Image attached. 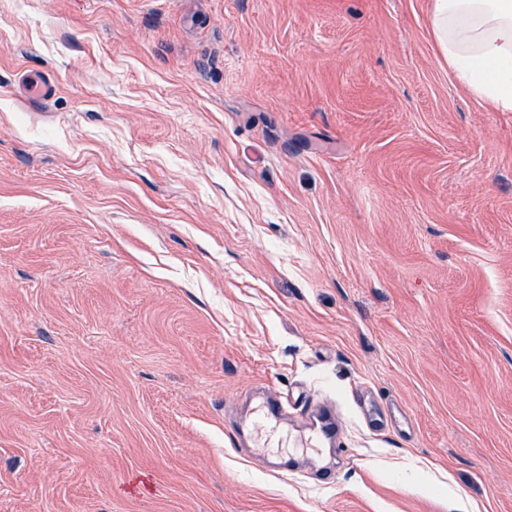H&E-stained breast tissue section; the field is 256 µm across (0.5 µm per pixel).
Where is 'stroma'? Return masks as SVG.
Wrapping results in <instances>:
<instances>
[{
  "instance_id": "35a3bbf8",
  "label": "stroma",
  "mask_w": 512,
  "mask_h": 512,
  "mask_svg": "<svg viewBox=\"0 0 512 512\" xmlns=\"http://www.w3.org/2000/svg\"><path fill=\"white\" fill-rule=\"evenodd\" d=\"M431 17L0 0V512H512V112Z\"/></svg>"
}]
</instances>
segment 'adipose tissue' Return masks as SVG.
Segmentation results:
<instances>
[{
	"mask_svg": "<svg viewBox=\"0 0 512 512\" xmlns=\"http://www.w3.org/2000/svg\"><path fill=\"white\" fill-rule=\"evenodd\" d=\"M432 30L456 83L512 112V0H433Z\"/></svg>",
	"mask_w": 512,
	"mask_h": 512,
	"instance_id": "obj_1",
	"label": "adipose tissue"
}]
</instances>
